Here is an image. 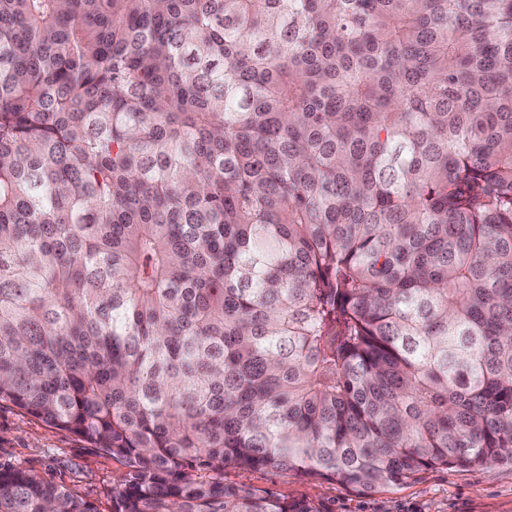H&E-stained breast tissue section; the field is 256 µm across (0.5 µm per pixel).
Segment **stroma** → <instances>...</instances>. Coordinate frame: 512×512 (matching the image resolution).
I'll return each instance as SVG.
<instances>
[{
  "instance_id": "stroma-1",
  "label": "stroma",
  "mask_w": 512,
  "mask_h": 512,
  "mask_svg": "<svg viewBox=\"0 0 512 512\" xmlns=\"http://www.w3.org/2000/svg\"><path fill=\"white\" fill-rule=\"evenodd\" d=\"M0 466L20 467L72 489L97 512H112V486L125 469L72 432L0 403ZM224 480L262 495L314 501L322 512H512V465L430 470L402 485L363 494L341 484L270 470L227 469Z\"/></svg>"
}]
</instances>
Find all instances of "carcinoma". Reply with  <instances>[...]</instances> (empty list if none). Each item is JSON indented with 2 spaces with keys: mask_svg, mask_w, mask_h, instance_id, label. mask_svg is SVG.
Masks as SVG:
<instances>
[{
  "mask_svg": "<svg viewBox=\"0 0 512 512\" xmlns=\"http://www.w3.org/2000/svg\"><path fill=\"white\" fill-rule=\"evenodd\" d=\"M0 402L112 512L511 464L512 0H0ZM0 466L20 467L72 489L99 512H112V485L125 468L72 432L0 403Z\"/></svg>",
  "mask_w": 512,
  "mask_h": 512,
  "instance_id": "cac0c4a2",
  "label": "carcinoma"
}]
</instances>
